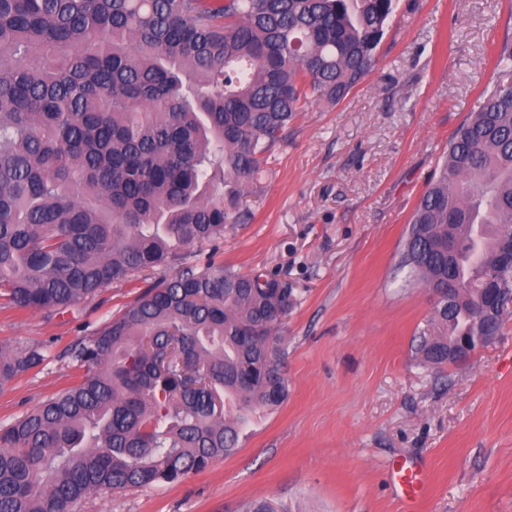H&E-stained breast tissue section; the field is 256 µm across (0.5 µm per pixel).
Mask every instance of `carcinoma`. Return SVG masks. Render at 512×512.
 Segmentation results:
<instances>
[{"instance_id":"carcinoma-1","label":"carcinoma","mask_w":512,"mask_h":512,"mask_svg":"<svg viewBox=\"0 0 512 512\" xmlns=\"http://www.w3.org/2000/svg\"><path fill=\"white\" fill-rule=\"evenodd\" d=\"M395 0H0V296L52 312L156 266L154 282L69 354L73 385L0 426V512H72L92 492L171 484L236 450L288 378V289L194 246L244 199L296 114L336 105L379 61ZM448 141L401 263L458 285L425 362L471 335L512 225V40ZM0 343V387L43 364Z\"/></svg>"}]
</instances>
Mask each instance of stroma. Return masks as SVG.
I'll return each instance as SVG.
<instances>
[{
	"instance_id": "1",
	"label": "stroma",
	"mask_w": 512,
	"mask_h": 512,
	"mask_svg": "<svg viewBox=\"0 0 512 512\" xmlns=\"http://www.w3.org/2000/svg\"><path fill=\"white\" fill-rule=\"evenodd\" d=\"M512 0H396L381 59L339 104L302 112L228 224L216 264L288 290L277 331L288 396L252 413L237 450L173 484L91 494L73 512H512V317L467 360L426 364V288L401 264L411 214L491 82ZM157 267L56 312L0 299V343L43 345L44 363L0 390V425L70 386L68 356ZM424 469L407 508L396 463Z\"/></svg>"
}]
</instances>
